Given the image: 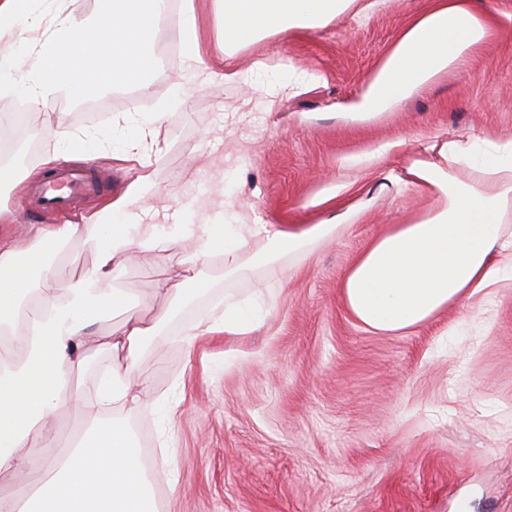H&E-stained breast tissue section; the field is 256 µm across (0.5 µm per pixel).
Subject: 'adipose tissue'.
<instances>
[{"label":"adipose tissue","instance_id":"adipose-tissue-1","mask_svg":"<svg viewBox=\"0 0 512 512\" xmlns=\"http://www.w3.org/2000/svg\"><path fill=\"white\" fill-rule=\"evenodd\" d=\"M357 0H210L221 34V57L270 33L321 29ZM165 0H100L85 15L82 0H0V94L34 107L76 90L87 94L132 86L149 93L155 60L151 42ZM495 15L485 0H436L404 30L383 66L369 80L355 116L363 121L395 107L416 88L450 69L491 32ZM196 11L173 27L181 64L174 98L200 84L208 69ZM147 119L130 112L112 117V155L146 161L160 154L158 124L166 102ZM482 159L475 143L451 137L412 154L388 181L435 196L436 208L391 225L357 256L341 282L350 316L380 334L410 332L464 298L482 293L512 272V138L488 136ZM149 171L123 196L84 224H36L27 248L0 237V475L30 468L39 477L27 492L0 487V512H157L139 448L127 427L104 418L108 408L151 413L145 384L133 374L145 349L163 350L172 339L165 315L146 317L117 280L140 256L182 253L185 267L166 289L181 300L207 288L206 270L219 259L225 272L246 271L250 242L264 238L270 255L309 253L340 236L351 211L335 221L282 228L274 224H145L161 197ZM87 245L92 265L79 280L61 273L58 245ZM118 323L108 324L112 313ZM257 321L236 298L224 300V325L203 317L182 340L224 331L250 333ZM107 362L92 383L72 389L71 377L87 359ZM77 406L95 418L90 439L59 455L53 420Z\"/></svg>","mask_w":512,"mask_h":512}]
</instances>
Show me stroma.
<instances>
[{
  "label": "stroma",
  "mask_w": 512,
  "mask_h": 512,
  "mask_svg": "<svg viewBox=\"0 0 512 512\" xmlns=\"http://www.w3.org/2000/svg\"><path fill=\"white\" fill-rule=\"evenodd\" d=\"M487 41L463 63L370 120L348 112L405 27L434 0H373L336 22L291 37L266 35L225 60L210 59L203 86L171 103L164 145L150 170L169 198L196 202L197 216L224 224L303 225L354 207L346 233L294 263H261L239 276L210 265V286L173 314L177 325L224 306L225 294L262 297L246 336L215 333L188 347L145 353L138 372L154 414H126L145 454L158 512H512V280L399 335L369 331L344 309L340 283L367 244L435 199L388 184L387 170L434 138L487 132L512 137V0ZM201 16L211 50L219 28L208 0H172L154 43L150 94L104 89L98 109L60 94L46 106L0 95V113L21 111L24 138L0 148V164L37 167L63 140L105 132L116 112H154L170 100L180 50L170 34L184 8ZM264 56L251 84L224 79ZM315 73L303 89L268 99L289 70ZM103 192L79 194L64 215L41 212L34 180L0 189V234L23 244L30 225L76 224L119 197L134 171L102 156L82 163ZM223 189L233 204L212 206ZM332 195L330 206L319 205ZM164 251L129 268L122 288L146 316L180 269Z\"/></svg>",
  "instance_id": "obj_1"
}]
</instances>
